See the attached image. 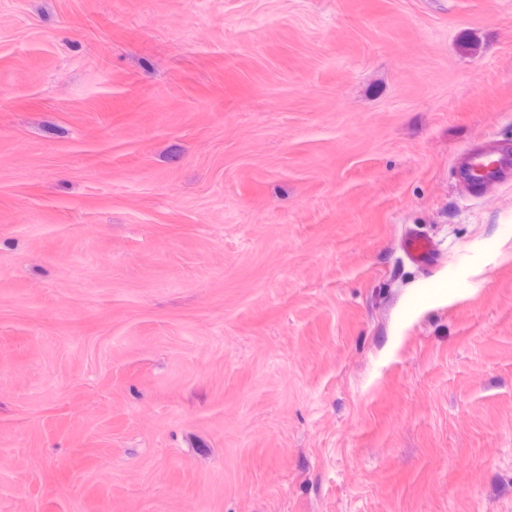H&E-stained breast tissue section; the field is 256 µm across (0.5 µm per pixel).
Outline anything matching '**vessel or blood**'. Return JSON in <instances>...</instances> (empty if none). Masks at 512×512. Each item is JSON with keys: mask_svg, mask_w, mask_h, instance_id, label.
<instances>
[{"mask_svg": "<svg viewBox=\"0 0 512 512\" xmlns=\"http://www.w3.org/2000/svg\"><path fill=\"white\" fill-rule=\"evenodd\" d=\"M457 176L475 192L512 182V145L483 142L471 146L457 164ZM401 248L405 259L419 267L431 266L436 259L434 242L416 230L405 234Z\"/></svg>", "mask_w": 512, "mask_h": 512, "instance_id": "1", "label": "vessel or blood"}]
</instances>
